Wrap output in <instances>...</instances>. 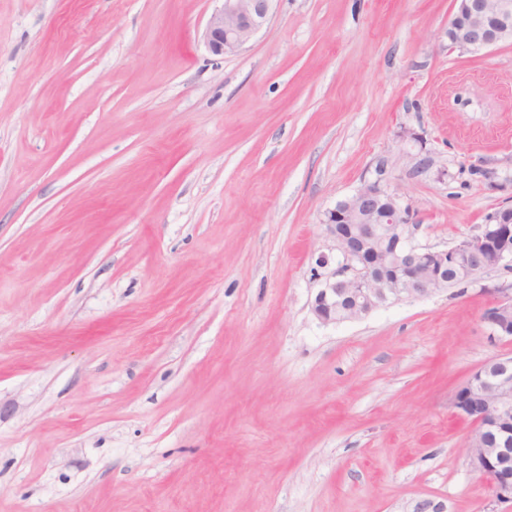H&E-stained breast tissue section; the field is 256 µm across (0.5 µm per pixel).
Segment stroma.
I'll return each mask as SVG.
<instances>
[{
  "label": "stroma",
  "instance_id": "1",
  "mask_svg": "<svg viewBox=\"0 0 512 512\" xmlns=\"http://www.w3.org/2000/svg\"><path fill=\"white\" fill-rule=\"evenodd\" d=\"M0 0V512H512L455 389L512 268L324 324L326 213L443 248L512 205V41L454 0ZM204 30L208 51L224 58L240 51L270 22L274 0H221ZM448 46L475 52L512 40L511 0H455Z\"/></svg>",
  "mask_w": 512,
  "mask_h": 512
}]
</instances>
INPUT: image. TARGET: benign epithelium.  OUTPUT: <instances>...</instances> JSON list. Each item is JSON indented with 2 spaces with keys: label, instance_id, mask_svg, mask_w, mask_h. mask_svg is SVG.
<instances>
[{
  "label": "benign epithelium",
  "instance_id": "benign-epithelium-1",
  "mask_svg": "<svg viewBox=\"0 0 512 512\" xmlns=\"http://www.w3.org/2000/svg\"><path fill=\"white\" fill-rule=\"evenodd\" d=\"M204 30L218 57L240 51L270 22L274 0H221ZM448 46L475 52L512 40V0H455ZM327 231L344 276L318 291L312 313L323 323L359 319L402 299L448 288V269L466 263L469 277L512 262V207L499 209L481 232L444 249L409 242L410 208L375 180L327 212ZM483 323L492 341H512V298L491 305ZM453 407L473 425L467 459L489 480L492 498L512 503V357H496L456 390Z\"/></svg>",
  "mask_w": 512,
  "mask_h": 512
}]
</instances>
